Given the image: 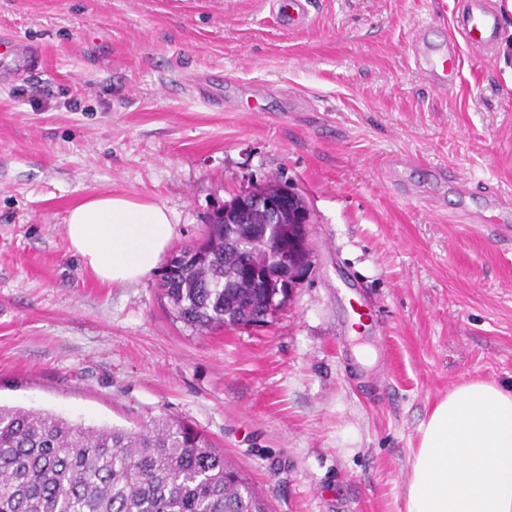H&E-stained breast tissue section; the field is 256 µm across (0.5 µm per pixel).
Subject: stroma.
<instances>
[{
	"label": "stroma",
	"mask_w": 512,
	"mask_h": 512,
	"mask_svg": "<svg viewBox=\"0 0 512 512\" xmlns=\"http://www.w3.org/2000/svg\"><path fill=\"white\" fill-rule=\"evenodd\" d=\"M0 0V32L43 50L0 79V403L85 426L170 415L200 430L270 512H405L418 428L470 379L512 384V244L456 215L457 187L512 199V0L497 51L454 53L461 0ZM398 155L408 168L385 181ZM444 167L455 181L436 184ZM312 211L315 270L258 329L198 332L153 272L98 281L65 218L103 194L166 206L201 241L268 181ZM365 331L343 330L352 299ZM425 66L430 81L437 88L444 89L448 85V75L451 76V81L456 79L457 63L456 58L452 55L435 62H425Z\"/></svg>",
	"instance_id": "35a3bbf8"
}]
</instances>
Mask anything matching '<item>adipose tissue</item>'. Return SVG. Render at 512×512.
<instances>
[{"instance_id": "obj_1", "label": "adipose tissue", "mask_w": 512, "mask_h": 512, "mask_svg": "<svg viewBox=\"0 0 512 512\" xmlns=\"http://www.w3.org/2000/svg\"><path fill=\"white\" fill-rule=\"evenodd\" d=\"M71 251L100 281L126 286L159 265L177 234L156 203L102 194L71 207ZM405 512H512V385L470 380L419 427Z\"/></svg>"}]
</instances>
